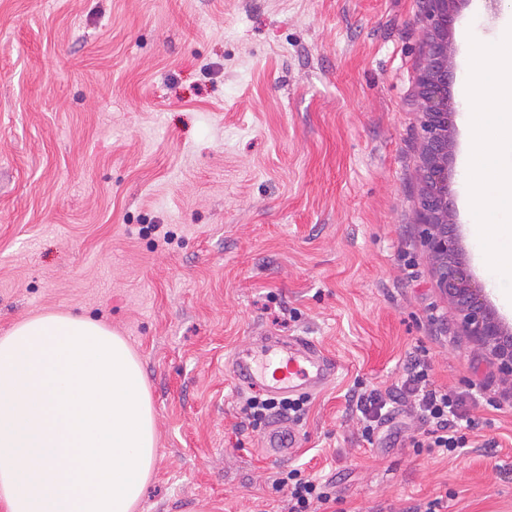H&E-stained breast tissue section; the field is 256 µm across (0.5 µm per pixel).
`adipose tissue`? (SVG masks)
Returning <instances> with one entry per match:
<instances>
[{
    "mask_svg": "<svg viewBox=\"0 0 512 512\" xmlns=\"http://www.w3.org/2000/svg\"><path fill=\"white\" fill-rule=\"evenodd\" d=\"M156 458L145 373L111 327L47 312L0 336V512H136Z\"/></svg>",
    "mask_w": 512,
    "mask_h": 512,
    "instance_id": "obj_1",
    "label": "adipose tissue"
}]
</instances>
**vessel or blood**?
Segmentation results:
<instances>
[{
    "mask_svg": "<svg viewBox=\"0 0 512 512\" xmlns=\"http://www.w3.org/2000/svg\"><path fill=\"white\" fill-rule=\"evenodd\" d=\"M336 365L313 338H274L258 349L235 350L231 376L238 386L272 397L317 392L328 382ZM299 432L292 421L280 418L267 429L263 446L275 457L295 451Z\"/></svg>",
    "mask_w": 512,
    "mask_h": 512,
    "instance_id": "b4317fda",
    "label": "vessel or blood"
}]
</instances>
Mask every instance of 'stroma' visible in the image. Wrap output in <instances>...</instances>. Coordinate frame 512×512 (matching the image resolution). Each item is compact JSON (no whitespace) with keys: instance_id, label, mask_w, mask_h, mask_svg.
Listing matches in <instances>:
<instances>
[{"instance_id":"1","label":"stroma","mask_w":512,"mask_h":512,"mask_svg":"<svg viewBox=\"0 0 512 512\" xmlns=\"http://www.w3.org/2000/svg\"><path fill=\"white\" fill-rule=\"evenodd\" d=\"M425 0H0V336L42 313L102 321L143 364L157 460L137 512H287L273 482H329L342 512H512V394L464 336L419 237ZM456 31L500 40L460 0ZM448 191L474 279L512 325L465 203L469 99ZM338 365L266 457L226 366L267 336ZM426 357L473 392L461 453L412 448L398 403L365 441L355 393Z\"/></svg>"}]
</instances>
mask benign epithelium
Returning <instances> with one entry per match:
<instances>
[{"label": "benign epithelium", "instance_id": "7a95c632", "mask_svg": "<svg viewBox=\"0 0 512 512\" xmlns=\"http://www.w3.org/2000/svg\"><path fill=\"white\" fill-rule=\"evenodd\" d=\"M457 0H426V56L418 79L422 145L418 168L419 237L435 278L466 336L497 365L501 380L512 385V327L488 301L470 274L456 233L448 196V166L454 146L456 103L450 91Z\"/></svg>", "mask_w": 512, "mask_h": 512}]
</instances>
